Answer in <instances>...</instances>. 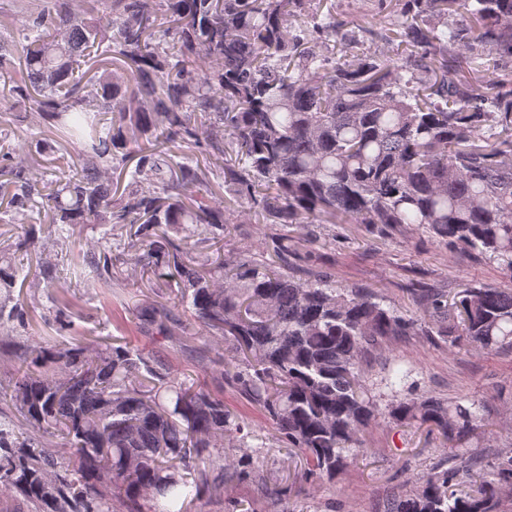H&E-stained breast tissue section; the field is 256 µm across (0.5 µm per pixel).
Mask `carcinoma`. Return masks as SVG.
<instances>
[{
	"instance_id": "carcinoma-1",
	"label": "carcinoma",
	"mask_w": 512,
	"mask_h": 512,
	"mask_svg": "<svg viewBox=\"0 0 512 512\" xmlns=\"http://www.w3.org/2000/svg\"><path fill=\"white\" fill-rule=\"evenodd\" d=\"M74 2L15 17L20 44L0 36L9 97L33 106L39 128L0 155L12 186L0 213L27 225L29 241L38 224L63 242L81 224L138 225L129 247L146 251L157 300L136 318L164 340L166 307L180 306L208 341L231 344L226 373L297 451L302 478L345 471L379 415L360 368L377 338L417 327L479 350L512 345L509 289L469 283L451 302L427 293L413 320L327 277L224 258L234 205L187 195L218 169L264 224H414L512 275V75L501 69L512 60V0H394L399 43L386 58L332 46L336 21L308 12L309 0H83L80 11ZM98 52L110 60H94ZM44 133L74 150L72 169L46 167ZM179 141L201 157L173 161ZM178 224L187 225L181 248L168 234ZM190 224L209 228L202 260ZM70 262L112 285V251ZM36 270L45 287H61L54 265L39 260ZM23 271L0 265V282L10 287ZM26 325L22 303L0 298V328ZM410 375L385 378L389 417L447 439L485 430L474 403L399 398ZM247 427L223 398L159 372L125 340L42 351L0 381V494L33 512H186L208 473L220 475L211 490L221 493L263 467L224 455V436L244 448ZM47 434L69 451L45 447ZM464 473L485 486L480 495L449 491ZM508 498L512 455L486 468L466 458L417 478L384 512H500Z\"/></svg>"
}]
</instances>
